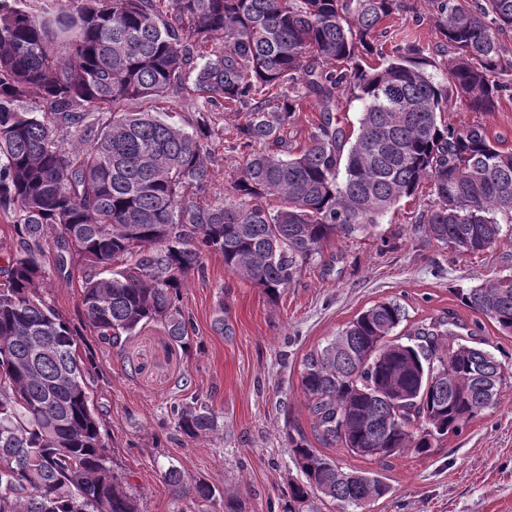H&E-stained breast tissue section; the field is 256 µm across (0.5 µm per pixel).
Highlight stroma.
I'll return each instance as SVG.
<instances>
[{
    "mask_svg": "<svg viewBox=\"0 0 512 512\" xmlns=\"http://www.w3.org/2000/svg\"><path fill=\"white\" fill-rule=\"evenodd\" d=\"M405 3L406 12L391 20L377 43L389 53L402 41L419 42L434 61L435 80L445 81L442 35L424 0ZM213 119L210 186L203 194L187 193L202 205L222 202L242 160L230 145L243 113L222 109ZM445 119L458 127L481 123L512 150V98L493 112L452 103ZM428 203L427 193H419L365 231L330 238L302 266L296 283L273 300L226 271L221 255H207L204 273H191L181 290V306L197 335L188 347L172 342L156 322L139 328L120 352L84 331L77 349L91 351L104 375L91 391L104 443L140 512H354L337 500L298 505L288 496L290 483L300 477L288 435L310 429L300 384L303 356L323 347L357 313L387 299L399 300L413 321L447 311L472 325L478 316L458 293L512 277V224L504 225L493 248L458 254L427 239L416 224ZM84 275L76 266L69 278L52 273L46 280V300L65 317L76 315ZM195 397L208 405L218 428L190 440L176 434L171 408ZM326 454L342 469L386 477L390 494L366 512H512V379L493 406L461 433L442 439L432 455L405 453L382 465L337 446ZM170 467L214 485V499L175 492L163 478Z\"/></svg>",
    "mask_w": 512,
    "mask_h": 512,
    "instance_id": "1",
    "label": "stroma"
}]
</instances>
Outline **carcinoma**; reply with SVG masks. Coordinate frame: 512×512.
I'll list each match as a JSON object with an SVG mask.
<instances>
[{"mask_svg": "<svg viewBox=\"0 0 512 512\" xmlns=\"http://www.w3.org/2000/svg\"><path fill=\"white\" fill-rule=\"evenodd\" d=\"M450 53L448 83L415 41L386 54L375 33L404 0H0V213L15 249L0 265V496L6 512H139L111 474L90 389L93 354L75 336L89 327L120 352L137 328L164 325L186 346L195 334L180 306L187 276L207 254L270 299L336 234L363 231L429 188L415 223L460 253L496 245L512 223V151L481 124L442 120L448 94L493 112L511 86L501 42L512 0H427ZM362 103L341 121L345 93ZM317 102L307 146L284 132ZM191 105L187 131L157 105ZM244 113L242 161L230 183L239 203L210 208V117ZM277 199L279 209L265 205ZM60 276L81 264L77 321L42 296L46 258ZM461 303L512 335V278L471 288ZM396 300L359 312L302 359L313 428L328 444L384 463L425 456L490 407L506 381L491 353L448 339L474 336L454 317L412 323ZM189 439L215 430L199 400L173 405ZM312 494L356 508L390 492L374 472L344 471L303 435L288 436ZM178 493L201 501L214 486L170 468Z\"/></svg>", "mask_w": 512, "mask_h": 512, "instance_id": "obj_1", "label": "carcinoma"}]
</instances>
